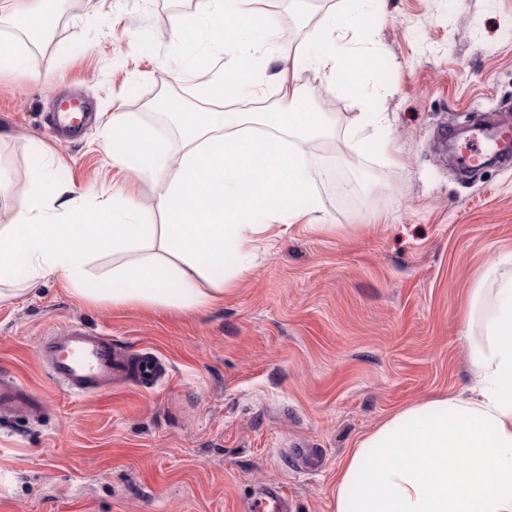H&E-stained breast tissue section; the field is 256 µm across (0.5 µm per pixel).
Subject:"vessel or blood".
<instances>
[{"instance_id":"obj_1","label":"vessel or blood","mask_w":512,"mask_h":512,"mask_svg":"<svg viewBox=\"0 0 512 512\" xmlns=\"http://www.w3.org/2000/svg\"><path fill=\"white\" fill-rule=\"evenodd\" d=\"M500 166H512V125L480 124L473 128L463 151L457 155L461 168L472 169L488 158ZM38 357L52 380L74 395L105 393L124 381L146 387L162 376L163 364L152 352L131 354L113 345L109 336L73 324L49 333ZM30 389L16 378L0 377V418L33 413ZM288 492L280 484L258 486L248 512H288Z\"/></svg>"}]
</instances>
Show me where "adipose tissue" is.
I'll use <instances>...</instances> for the list:
<instances>
[{"label": "adipose tissue", "mask_w": 512, "mask_h": 512, "mask_svg": "<svg viewBox=\"0 0 512 512\" xmlns=\"http://www.w3.org/2000/svg\"><path fill=\"white\" fill-rule=\"evenodd\" d=\"M376 0H341L299 50L296 69L329 75L359 100L367 84L382 85L379 53L370 48ZM264 0H199L189 48L219 43L239 51L225 76L234 107L191 112L180 99L161 100L182 126L171 152L158 130L125 112L104 124L114 165L153 180L162 223H144L142 206L117 190L88 215L50 162L30 171V203L0 226V285L36 284L59 276L92 303L206 309L224 296L225 281L242 278L257 234L274 223L317 225L324 205L315 179L332 182L336 166L311 170L304 146L333 136L336 117L317 111L295 85L294 71L277 74L287 105L240 110L257 98L259 44L274 51L281 30ZM387 113L366 105L353 121L358 147L383 152ZM112 269L95 276L94 261ZM102 287H94V279ZM467 336L473 383L468 396L406 406L346 453L336 474L334 512H512V252L496 255L470 291Z\"/></svg>", "instance_id": "1"}]
</instances>
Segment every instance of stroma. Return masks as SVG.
I'll use <instances>...</instances> for the list:
<instances>
[{
    "mask_svg": "<svg viewBox=\"0 0 512 512\" xmlns=\"http://www.w3.org/2000/svg\"><path fill=\"white\" fill-rule=\"evenodd\" d=\"M339 0H266L283 28L264 80L293 66L300 44ZM193 0H58L36 52L42 81L0 73V170L14 184L0 225L27 207L38 156L96 212L115 170L102 148L107 114L156 125L165 96L205 109L191 31ZM391 125L386 149L364 154L347 200L316 182L323 227L277 224L261 235L248 275L204 311L115 306L78 298L57 277L0 299V374L39 400L0 420V512H246L263 483L287 487L292 512H333L336 472L355 441L397 410L461 394L471 375L462 332L469 291L488 260L512 251V169L459 176L441 131L512 108V0H382L373 33ZM303 94L336 115L310 166L355 152L346 135L361 104L328 76L298 71ZM92 114L59 141L48 114L63 95ZM72 323L165 361L156 385L121 384L76 397L37 361L47 333ZM325 463L305 471L297 449Z\"/></svg>",
    "mask_w": 512,
    "mask_h": 512,
    "instance_id": "1",
    "label": "stroma"
}]
</instances>
